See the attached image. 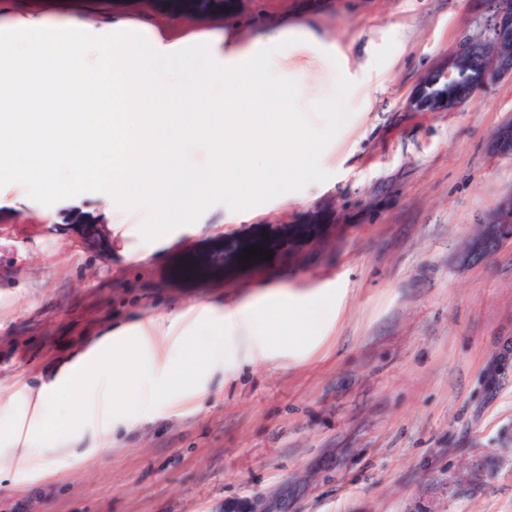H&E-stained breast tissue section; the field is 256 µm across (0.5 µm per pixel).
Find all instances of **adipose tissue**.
Segmentation results:
<instances>
[{
	"label": "adipose tissue",
	"instance_id": "1",
	"mask_svg": "<svg viewBox=\"0 0 512 512\" xmlns=\"http://www.w3.org/2000/svg\"><path fill=\"white\" fill-rule=\"evenodd\" d=\"M148 37L129 27L89 46L104 62L99 71L71 57L82 34L70 27L45 29L27 47L1 52L0 98L21 97L26 111L14 122L0 118V179L24 166L33 187L72 191L76 184L62 170L76 161L97 166L108 154L113 198H148L155 223L176 224L184 197L206 188L199 172L178 163L184 142L207 146L224 171V196L234 203L255 194L278 196L289 172L316 163L290 119V102L304 92L305 81L288 61L333 55L332 45L288 26L245 41L231 25L220 48L209 33L198 32L182 46L147 51ZM107 95L108 113L102 109ZM89 372L105 375L107 384L85 385L88 399L116 398L131 376L110 369L100 348H91L41 390L37 408Z\"/></svg>",
	"mask_w": 512,
	"mask_h": 512
}]
</instances>
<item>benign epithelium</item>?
<instances>
[{
    "mask_svg": "<svg viewBox=\"0 0 512 512\" xmlns=\"http://www.w3.org/2000/svg\"><path fill=\"white\" fill-rule=\"evenodd\" d=\"M489 2L493 6V14L487 34L461 44L448 56L447 64L440 70V80L443 83L453 82L460 59L473 54H482L492 60L484 82L502 75L512 76V57L500 54L501 44L512 40V0ZM486 225L489 234L494 236L496 246H501L507 240L512 241V196L500 203Z\"/></svg>",
    "mask_w": 512,
    "mask_h": 512,
    "instance_id": "1",
    "label": "benign epithelium"
}]
</instances>
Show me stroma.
<instances>
[{
	"mask_svg": "<svg viewBox=\"0 0 512 512\" xmlns=\"http://www.w3.org/2000/svg\"><path fill=\"white\" fill-rule=\"evenodd\" d=\"M486 0H0V51L34 40L30 21L80 25L86 42L120 24L164 41L238 23L245 38L281 19L334 44L296 58L294 101L321 132L318 163L281 199L224 203V176L183 203L155 247L138 223L103 252L71 236L86 210L114 233L112 176L75 171L72 193L34 190L25 170L0 181V401L27 427L40 388L90 345L132 323L169 332L131 346L160 394L130 393L112 421L68 418L79 393L44 411L42 435L0 442V512H512V242L465 258L512 195V77L461 108L412 101L433 71L483 35ZM272 260L244 259L245 249ZM209 261L191 278L185 266ZM333 294L308 323L263 349L203 312L270 293L289 303ZM213 370L191 368L201 351Z\"/></svg>",
	"mask_w": 512,
	"mask_h": 512,
	"instance_id": "35a3bbf8",
	"label": "stroma"
}]
</instances>
